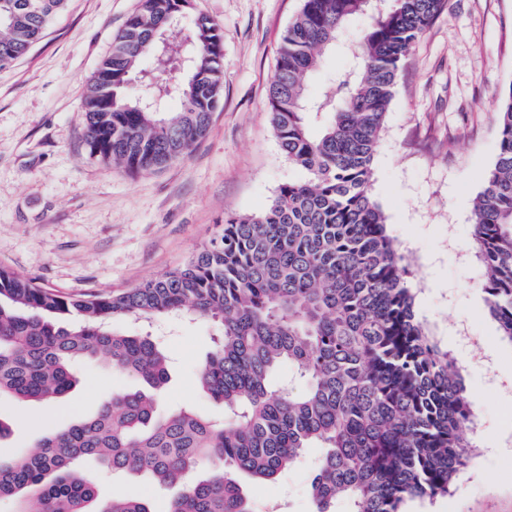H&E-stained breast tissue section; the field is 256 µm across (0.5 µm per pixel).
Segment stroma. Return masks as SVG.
Instances as JSON below:
<instances>
[{"label": "stroma", "mask_w": 512, "mask_h": 512, "mask_svg": "<svg viewBox=\"0 0 512 512\" xmlns=\"http://www.w3.org/2000/svg\"><path fill=\"white\" fill-rule=\"evenodd\" d=\"M139 0H69L43 38L0 70V268L68 296L126 290L186 261L224 217L255 215L281 184L304 170L281 152L267 108L282 31L302 0H192L191 14L219 23L224 94L206 136L181 162L133 175L93 158L82 100L112 39ZM360 16L311 77V93L347 65L346 46L369 25ZM512 86V0H449L400 72L373 162L371 192L389 236L405 253L419 321L446 351L471 409L470 454L447 495L412 499L405 512H512V339L487 311L484 267L472 237L473 204L499 150L496 105ZM205 319L163 324L173 358L164 406L210 416L222 408L196 372L213 347ZM82 383L66 399L0 400L12 424L0 456L31 448L42 430L91 413L112 391L132 386L106 359L78 365ZM319 456L307 449L276 480L249 486L260 506L309 512ZM109 499L167 494L140 476L98 471Z\"/></svg>", "instance_id": "35a3bbf8"}]
</instances>
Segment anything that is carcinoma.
I'll return each instance as SVG.
<instances>
[{"mask_svg": "<svg viewBox=\"0 0 512 512\" xmlns=\"http://www.w3.org/2000/svg\"><path fill=\"white\" fill-rule=\"evenodd\" d=\"M68 0H0V68L42 38ZM449 0H303L284 30L268 89L282 153L307 173L260 215L224 217L183 265L118 294L66 296L0 269V398L57 400L76 362L104 356L139 386L0 457L14 512H154L150 498L99 499L97 462L177 488L168 512H256L245 480L271 481L320 449L310 512H403L448 493L469 459L470 410L448 356L414 313L404 257L372 199V161L410 50ZM371 23L346 71L306 79L353 18ZM181 0H141L91 79L82 112L90 155L131 174L184 160L223 97L221 27L184 24ZM153 60L143 95L130 85ZM182 99L179 112L163 110ZM500 147L473 212L489 314L512 340V87L500 98ZM206 318L213 349L197 372L223 405L215 420L158 410L170 359L129 322Z\"/></svg>", "mask_w": 512, "mask_h": 512, "instance_id": "1", "label": "carcinoma"}]
</instances>
